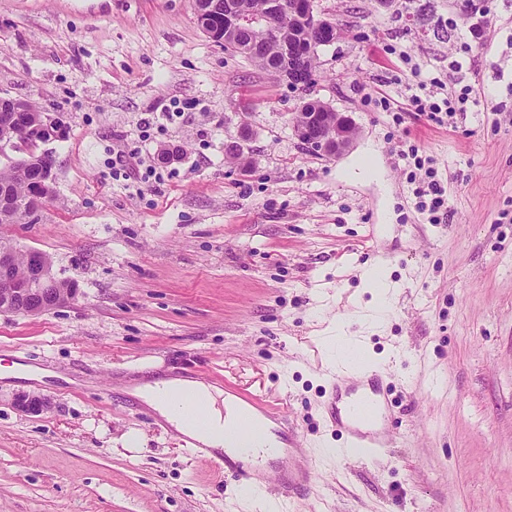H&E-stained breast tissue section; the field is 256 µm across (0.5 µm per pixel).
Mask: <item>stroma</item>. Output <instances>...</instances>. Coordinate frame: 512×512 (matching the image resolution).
Wrapping results in <instances>:
<instances>
[{
  "label": "stroma",
  "instance_id": "1",
  "mask_svg": "<svg viewBox=\"0 0 512 512\" xmlns=\"http://www.w3.org/2000/svg\"><path fill=\"white\" fill-rule=\"evenodd\" d=\"M315 8L341 36L305 92L211 41L192 0H0V95L66 125L46 145L53 197L0 234L78 285L41 315L0 314V364L52 373L0 381V512H249L125 393L157 373L259 393L287 415L267 494L282 497L278 474L303 451L316 471L285 512H512V0ZM421 79L471 86L454 127L414 111ZM305 97L352 118L349 150L295 138ZM120 150L156 180L115 176ZM418 156L447 192L443 223L416 206ZM374 265L399 288L377 326L362 276ZM336 321L391 402L389 446L368 462L329 454L318 338ZM22 393L48 411H19Z\"/></svg>",
  "mask_w": 512,
  "mask_h": 512
}]
</instances>
